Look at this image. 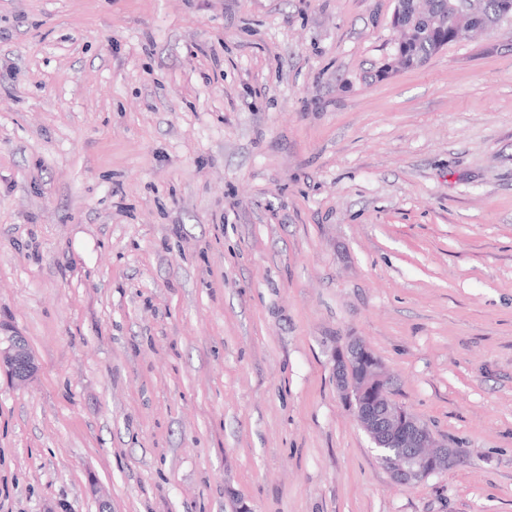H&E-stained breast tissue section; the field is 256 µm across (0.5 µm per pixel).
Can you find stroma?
I'll return each mask as SVG.
<instances>
[{
  "label": "stroma",
  "mask_w": 512,
  "mask_h": 512,
  "mask_svg": "<svg viewBox=\"0 0 512 512\" xmlns=\"http://www.w3.org/2000/svg\"><path fill=\"white\" fill-rule=\"evenodd\" d=\"M395 4L0 0V512H512V19L379 79ZM6 347L0 338V370L10 373L14 381L24 383L37 371L35 357L21 336H7ZM364 361L371 365L370 380L367 387L357 389L351 385L348 371ZM335 376L338 391L381 458H388L384 454L387 448L399 451L389 464L396 481H421L455 463L457 448L440 442L429 427L394 399L391 378L359 337L351 338L336 350Z\"/></svg>",
  "instance_id": "stroma-1"
}]
</instances>
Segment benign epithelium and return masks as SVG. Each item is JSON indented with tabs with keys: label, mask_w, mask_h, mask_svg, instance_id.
I'll use <instances>...</instances> for the list:
<instances>
[{
	"label": "benign epithelium",
	"mask_w": 512,
	"mask_h": 512,
	"mask_svg": "<svg viewBox=\"0 0 512 512\" xmlns=\"http://www.w3.org/2000/svg\"><path fill=\"white\" fill-rule=\"evenodd\" d=\"M6 342V347H0V370L24 383L37 371L35 357L22 337L8 336ZM365 361L371 365L369 384L357 389L351 385L348 371ZM335 376L338 391L381 458H388L385 451L389 448L398 450L389 464L396 481H421L455 463L457 449L439 441L429 427L394 399L391 378L360 338L354 337L336 350Z\"/></svg>",
	"instance_id": "7a95c632"
}]
</instances>
